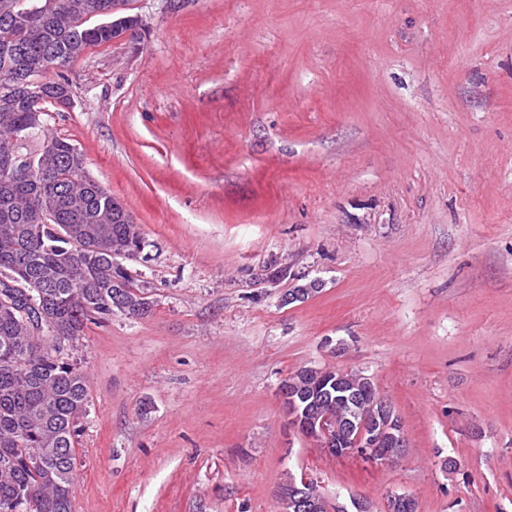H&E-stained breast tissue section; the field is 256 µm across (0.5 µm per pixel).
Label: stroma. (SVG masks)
Instances as JSON below:
<instances>
[{
	"label": "stroma",
	"instance_id": "obj_1",
	"mask_svg": "<svg viewBox=\"0 0 512 512\" xmlns=\"http://www.w3.org/2000/svg\"><path fill=\"white\" fill-rule=\"evenodd\" d=\"M124 13L136 40L88 49L44 122L140 225L154 301L63 352L90 391L72 512H276L287 472L335 506L512 512V0ZM301 275L321 289L283 303ZM304 366L370 375L405 455L294 432Z\"/></svg>",
	"mask_w": 512,
	"mask_h": 512
}]
</instances>
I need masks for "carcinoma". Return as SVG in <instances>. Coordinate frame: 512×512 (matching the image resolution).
<instances>
[{
	"instance_id": "1",
	"label": "carcinoma",
	"mask_w": 512,
	"mask_h": 512,
	"mask_svg": "<svg viewBox=\"0 0 512 512\" xmlns=\"http://www.w3.org/2000/svg\"><path fill=\"white\" fill-rule=\"evenodd\" d=\"M127 0H0V295L9 283L34 281L40 294L0 300V512H72L79 419L90 403L87 377L60 357V338L73 341L86 323L114 313L137 318L152 311L147 286L120 263L143 252L139 225L86 172L68 139L52 136L29 150L44 128L46 104L70 97L65 78L49 79L86 50L112 42V11ZM86 238V254L70 253L59 232ZM41 309L48 333L33 338L25 314ZM329 368L299 377L315 395L309 407L347 414L359 398L371 420L382 399L364 372ZM280 512H329L316 482L304 486L287 472Z\"/></svg>"
}]
</instances>
